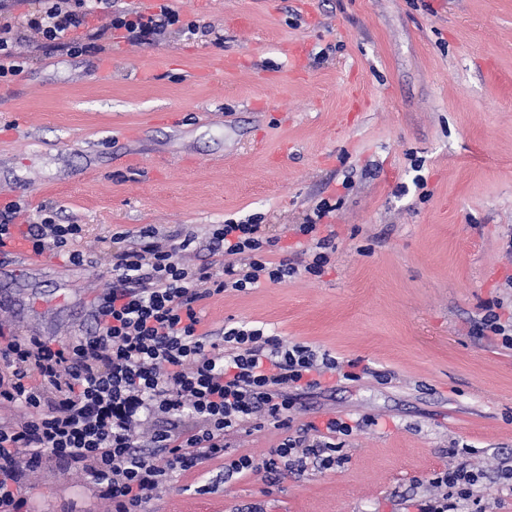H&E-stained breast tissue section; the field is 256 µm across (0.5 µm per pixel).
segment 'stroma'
<instances>
[{
  "instance_id": "1",
  "label": "stroma",
  "mask_w": 512,
  "mask_h": 512,
  "mask_svg": "<svg viewBox=\"0 0 512 512\" xmlns=\"http://www.w3.org/2000/svg\"><path fill=\"white\" fill-rule=\"evenodd\" d=\"M172 27L134 45L89 17L87 52L37 49L0 83V203L78 224L84 265L0 254V327L65 342L91 327L123 234L261 216L296 267L197 305L200 332L248 323L356 363L301 395L294 426L370 419L324 471L178 472L147 512H418L438 470L512 462V347L477 335L512 317V0H170ZM237 60L228 72L224 62ZM424 187H416L415 178ZM336 233L322 275L297 232L321 202ZM33 512H108L88 480L41 469Z\"/></svg>"
}]
</instances>
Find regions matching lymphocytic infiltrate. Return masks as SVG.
<instances>
[{
	"label": "lymphocytic infiltrate",
	"mask_w": 512,
	"mask_h": 512,
	"mask_svg": "<svg viewBox=\"0 0 512 512\" xmlns=\"http://www.w3.org/2000/svg\"><path fill=\"white\" fill-rule=\"evenodd\" d=\"M94 13L133 44L183 24L165 0L152 11H116L112 0H38L22 25L45 45L72 50ZM81 233V225L58 223L50 212L26 220L25 237L36 253L49 249L73 265L84 262L73 248ZM195 242L188 233L170 244L155 227H143L114 255L112 282L85 335L60 344L0 331L6 365L0 403L21 410L17 421L0 422V512H31L28 473L45 466L89 480L112 512H142L174 473L211 459L223 460L231 474L259 465L301 474L312 465L332 470L344 464L336 438L351 435L353 425L328 419L315 440L307 429L291 428L299 392L320 388L325 372L341 371L335 357L246 324L226 328L218 342L198 331V302L263 279L283 282L295 267L270 259L273 242L255 215L212 229L206 247L223 256V274L208 264L189 268L176 261V252ZM146 423L154 430L145 452L137 429ZM265 427L285 436L263 462L229 454L228 435ZM479 480L463 464L435 473L432 482L444 493L421 503L419 512H459Z\"/></svg>",
	"instance_id": "lymphocytic-infiltrate-1"
}]
</instances>
